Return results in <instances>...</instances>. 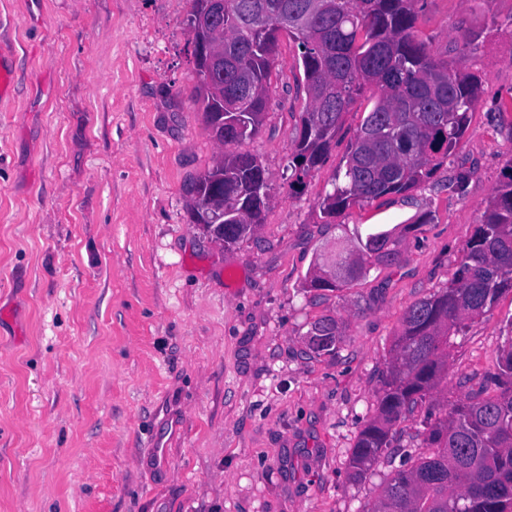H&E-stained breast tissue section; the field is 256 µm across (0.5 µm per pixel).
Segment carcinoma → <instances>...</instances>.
Here are the masks:
<instances>
[{
    "instance_id": "1",
    "label": "carcinoma",
    "mask_w": 512,
    "mask_h": 512,
    "mask_svg": "<svg viewBox=\"0 0 512 512\" xmlns=\"http://www.w3.org/2000/svg\"><path fill=\"white\" fill-rule=\"evenodd\" d=\"M418 0H224V99H191L217 140L232 145L262 128L277 51V19L288 13V37L300 52L308 107L289 168L301 182L324 162L349 107L364 92L374 104L351 143L332 193L331 217L354 204L402 194L427 182L465 134L480 93L476 75H460L431 56L415 34ZM224 185V246L254 235L271 201L265 169L250 153L226 152L199 175L194 215L213 178ZM402 234L392 228L356 233L336 245V274L319 257L306 279L315 290H339L375 265L399 261ZM512 292V163L502 173L480 224L460 251L448 287L410 304L377 390L375 416L360 429L349 466L356 479L395 450L393 427L433 397L449 374L452 337ZM342 325L332 316L310 323L308 350L336 354ZM490 394L459 398L427 417L431 452L393 473L372 512H512V323L493 370Z\"/></svg>"
}]
</instances>
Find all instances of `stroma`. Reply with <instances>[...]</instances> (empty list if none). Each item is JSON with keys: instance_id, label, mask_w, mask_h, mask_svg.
<instances>
[{"instance_id": "35a3bbf8", "label": "stroma", "mask_w": 512, "mask_h": 512, "mask_svg": "<svg viewBox=\"0 0 512 512\" xmlns=\"http://www.w3.org/2000/svg\"><path fill=\"white\" fill-rule=\"evenodd\" d=\"M420 3L427 50L482 83L448 160L325 221L373 102L289 189L308 99L281 36L265 123L236 146L272 201L227 248L188 214V184L224 153L189 100L190 0H0V512H372L393 466L357 481L348 463L392 340L447 286L512 160V0ZM397 226V264L305 288L327 243ZM323 315L343 337L317 357L304 337ZM511 323L508 293L454 337L435 414L480 391Z\"/></svg>"}]
</instances>
